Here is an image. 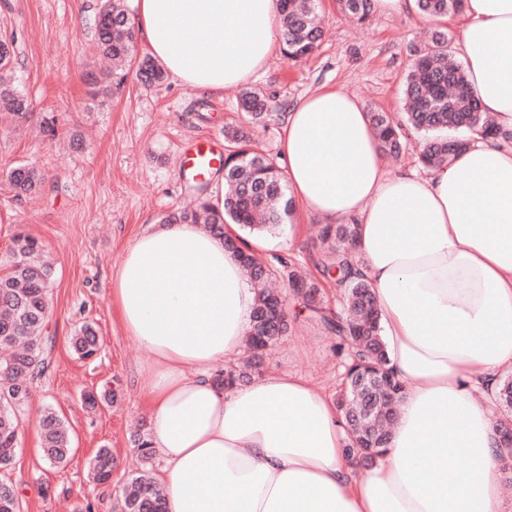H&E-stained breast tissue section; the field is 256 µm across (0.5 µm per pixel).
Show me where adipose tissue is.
<instances>
[{"mask_svg":"<svg viewBox=\"0 0 512 512\" xmlns=\"http://www.w3.org/2000/svg\"><path fill=\"white\" fill-rule=\"evenodd\" d=\"M151 57L182 85L246 83L280 50L277 0H137ZM461 57L499 135L450 165L390 175L348 91L300 97L283 124L301 216L358 226L355 256L403 385L389 442L359 469L344 418L303 375L224 389L256 290L222 237L149 225L110 279L125 334L150 354L141 389L166 512H505L497 424L472 391L512 368V0H465Z\"/></svg>","mask_w":512,"mask_h":512,"instance_id":"1","label":"adipose tissue"}]
</instances>
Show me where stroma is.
Here are the masks:
<instances>
[{
	"label": "stroma",
	"instance_id": "stroma-1",
	"mask_svg": "<svg viewBox=\"0 0 512 512\" xmlns=\"http://www.w3.org/2000/svg\"><path fill=\"white\" fill-rule=\"evenodd\" d=\"M103 2L0 0V30L15 35L16 77L36 108L21 126L0 118V257L21 232L38 239L52 263L50 367L34 382L26 414L29 420L52 407L68 424L73 446L67 464L50 466L28 420L22 423L17 456L7 471L19 488L21 512H78L88 504L93 512H113L119 488L141 469L131 433L148 416L137 382L148 354L126 336L112 310L110 273L129 237L214 188L210 179L187 182L180 146L223 138L225 125L241 118L236 87L199 93L168 77L146 86L131 73L120 89L103 90L95 40ZM321 12L325 34L313 54L299 62L279 54L248 82L273 105L274 114L257 139L276 160L286 112L320 86L345 87L365 111L401 116L411 51L428 30L415 11L404 16L374 12L362 24L345 17L336 0H323ZM46 116L57 118L58 137L41 131ZM19 164L44 172L39 193L15 197L5 173ZM322 223L308 216L262 235L261 256H293L308 275L317 276L310 256ZM86 323L101 337V349L91 360L79 359L68 344ZM334 345L320 324L303 314L264 368L301 373L332 395L344 371ZM109 383L121 389L117 403L87 410L83 393ZM104 446L112 449L116 466L111 484L100 486L90 477L89 461Z\"/></svg>",
	"mask_w": 512,
	"mask_h": 512
}]
</instances>
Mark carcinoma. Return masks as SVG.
Wrapping results in <instances>:
<instances>
[{
    "mask_svg": "<svg viewBox=\"0 0 512 512\" xmlns=\"http://www.w3.org/2000/svg\"><path fill=\"white\" fill-rule=\"evenodd\" d=\"M341 9L363 21L369 16L371 0H339ZM464 0H417V10L436 20L463 9ZM318 0H279L281 31L285 53L294 60L311 54L322 38L318 18ZM95 28L103 54L116 69L136 64L137 76L145 84L163 78L161 68L147 55L137 57V34L134 24L117 0H105ZM14 39L0 36V110L21 122L32 112L27 94L15 84ZM415 62L409 72L404 94L408 111L404 121L395 122L383 112L370 113V120L385 154H398L407 146L408 131L425 136L420 151L427 167L452 163L465 148V139L438 135L443 130L478 132L486 138L497 135L494 122L482 112L471 91L463 67L452 61L453 50L448 33L436 29L424 48L415 51ZM241 111L247 122L224 131L227 155L224 179L232 187L224 196V217L213 214L207 203L201 213L176 212L164 217L165 224H196L205 215L213 232H224L226 219L263 231L283 223L293 208L287 198L286 185L278 166L269 158L257 156L248 149L254 128L264 124L270 104L256 90L243 93ZM16 196L33 193L44 182L35 168L20 164L7 174ZM240 238L224 236L226 248L237 253L247 275L257 288L253 324L248 336L251 361L219 376L224 388L244 385L260 374L266 352L288 334L290 322L287 302L278 292L266 287L274 278L287 279L294 300L302 309L317 317L325 329L336 337V350L343 357V385L336 399L347 423L345 452L362 467L372 466L385 448L394 423L402 385L388 368L382 338L380 314L370 285L354 276L350 257L356 241V225L328 224L322 230L327 246L312 257L324 278L342 290L341 306L332 309L325 300L321 284L299 274L295 259L275 257L276 264L263 263L254 255L240 250ZM42 245L30 236L19 234L13 247L0 262L10 271L0 276V350H13L12 356L0 362V470L11 467L19 440L20 416L31 397V381L42 374L48 364L44 358L52 338L44 335L48 317V288L51 267L41 259ZM75 354L88 360L100 347V336L87 324L70 338ZM115 391L83 395L84 403L94 409L100 403H114ZM492 401L512 417V377L499 378ZM42 451L51 466L65 463L72 448L67 426L56 413L46 411L39 421ZM503 478H512V443L498 448ZM114 458L109 448L97 450L92 464L94 480L107 484L112 480ZM116 512H164V492L147 468L134 475L115 504ZM0 512H20L17 486L0 476Z\"/></svg>",
    "mask_w": 512,
    "mask_h": 512,
    "instance_id": "cac0c4a2",
    "label": "carcinoma"
}]
</instances>
